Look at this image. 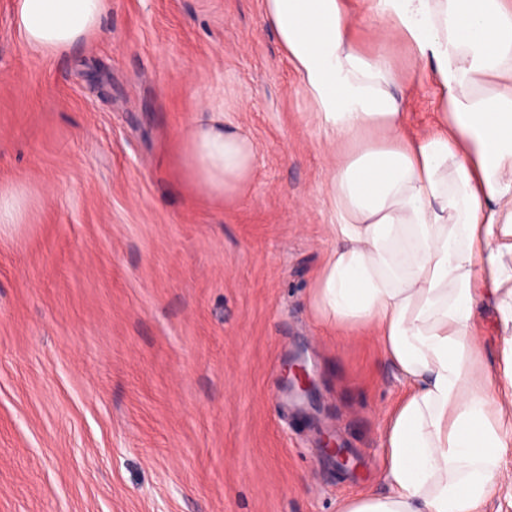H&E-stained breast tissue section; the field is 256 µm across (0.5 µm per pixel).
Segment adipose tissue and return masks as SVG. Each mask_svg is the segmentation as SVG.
Here are the masks:
<instances>
[{
  "label": "adipose tissue",
  "mask_w": 512,
  "mask_h": 512,
  "mask_svg": "<svg viewBox=\"0 0 512 512\" xmlns=\"http://www.w3.org/2000/svg\"><path fill=\"white\" fill-rule=\"evenodd\" d=\"M363 20L428 71L441 121L414 135L392 60L366 54L353 0H262L336 163L327 186L336 244L310 292L316 317L373 329L405 390L381 433L386 493L338 512H481L512 446V0H362ZM107 0H15L42 55L96 36ZM256 148L219 112L182 141L195 192L232 202ZM491 304L500 369L476 317Z\"/></svg>",
  "instance_id": "adipose-tissue-1"
}]
</instances>
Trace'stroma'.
Segmentation results:
<instances>
[{
  "instance_id": "stroma-1",
  "label": "stroma",
  "mask_w": 512,
  "mask_h": 512,
  "mask_svg": "<svg viewBox=\"0 0 512 512\" xmlns=\"http://www.w3.org/2000/svg\"><path fill=\"white\" fill-rule=\"evenodd\" d=\"M0 0V512H336L383 492L380 435L403 392L370 330L319 321L336 148L262 0H110L100 33L31 51ZM430 131L435 90L363 22ZM251 137L237 201L197 195L177 155L201 112ZM305 352L318 406L292 410ZM332 436L357 457L337 469ZM25 205V195L21 189L0 192V223L18 224ZM317 384L314 371L308 369L307 359L300 352L292 357L288 363V378L286 390L296 397L309 401L316 392Z\"/></svg>"
}]
</instances>
